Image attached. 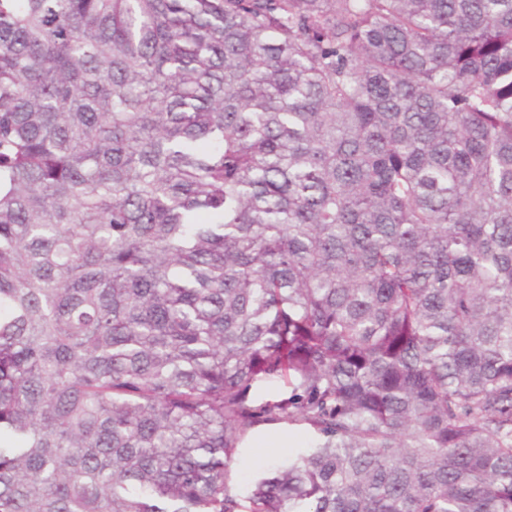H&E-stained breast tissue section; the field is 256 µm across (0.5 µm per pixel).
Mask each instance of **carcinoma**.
Returning <instances> with one entry per match:
<instances>
[{
    "label": "carcinoma",
    "instance_id": "obj_1",
    "mask_svg": "<svg viewBox=\"0 0 512 512\" xmlns=\"http://www.w3.org/2000/svg\"><path fill=\"white\" fill-rule=\"evenodd\" d=\"M0 512H512V0H0ZM288 435V443L279 441H259L255 434L270 436L278 432ZM311 434L303 428L288 427L279 424L255 432L251 438L252 448H248L241 458L238 469L244 476L241 488L245 489L247 483L251 486L255 480L264 476L273 462L288 460L301 448H306L311 440Z\"/></svg>",
    "mask_w": 512,
    "mask_h": 512
}]
</instances>
